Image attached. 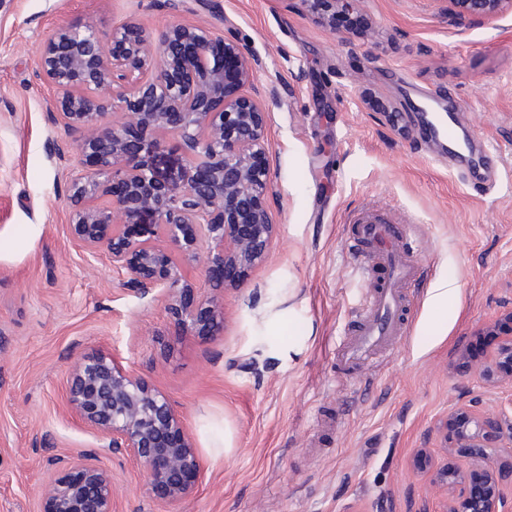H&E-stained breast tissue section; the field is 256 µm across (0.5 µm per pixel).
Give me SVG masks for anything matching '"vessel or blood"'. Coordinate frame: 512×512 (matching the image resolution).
<instances>
[{
    "mask_svg": "<svg viewBox=\"0 0 512 512\" xmlns=\"http://www.w3.org/2000/svg\"><path fill=\"white\" fill-rule=\"evenodd\" d=\"M414 110L428 140L447 144L449 152L458 155L468 152V144L457 137L462 125L459 112L436 109L426 96ZM349 250L358 266L381 270L383 278L371 287L358 324L349 329V339L338 351L339 361L345 365L365 360L374 350L394 346L406 335L401 319L402 288L416 282L422 272L421 261L397 237L394 224L373 209L357 215Z\"/></svg>",
    "mask_w": 512,
    "mask_h": 512,
    "instance_id": "vessel-or-blood-1",
    "label": "vessel or blood"
}]
</instances>
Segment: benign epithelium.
I'll list each match as a JSON object with an SVG mask.
<instances>
[{"label": "benign epithelium", "mask_w": 512, "mask_h": 512, "mask_svg": "<svg viewBox=\"0 0 512 512\" xmlns=\"http://www.w3.org/2000/svg\"><path fill=\"white\" fill-rule=\"evenodd\" d=\"M328 20L341 5L361 0H292ZM503 0H448L449 12L484 16ZM259 66L248 46L198 25L177 24L151 36L125 20L108 34L92 22L59 30L41 49V69L57 92L53 124L74 147L67 184L68 235L94 257L104 248L112 270L139 294L165 293L185 329L217 320L215 296H190L183 263L205 258L216 286L238 280L260 261L274 224L266 200L265 111L245 90ZM121 104L125 121H107ZM200 159L189 172L159 171L154 159L168 138ZM93 167L87 172L86 165ZM498 336L486 360L473 367L485 381H512V312L494 320ZM67 407L98 435L100 448L129 451L143 466L147 491L168 507L190 496L202 461L169 399L112 357L91 353L72 368ZM472 399L448 417L453 453L497 458L477 493L451 462L437 471L448 486V512H512L500 486L512 483V415ZM66 472L45 486L42 512H112V474L98 454L67 458Z\"/></svg>", "instance_id": "1"}]
</instances>
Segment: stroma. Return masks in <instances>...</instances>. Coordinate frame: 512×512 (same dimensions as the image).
Masks as SVG:
<instances>
[{"mask_svg": "<svg viewBox=\"0 0 512 512\" xmlns=\"http://www.w3.org/2000/svg\"><path fill=\"white\" fill-rule=\"evenodd\" d=\"M366 30L331 27L289 0H0V512H41L59 457L97 437L66 406L71 367L112 356L162 391L204 471L175 512H446L449 411L493 408L512 385L466 369L487 326L512 312V0L457 20L444 0H362ZM244 39L262 61L249 86L267 110L276 232L265 258L222 292L223 323L177 325L161 291L142 296L68 237L67 169L39 64L59 29L124 19ZM461 106L500 179L461 171L421 136L409 101ZM373 206L411 226L424 268L407 336L356 369L337 351L369 287L346 245ZM455 298L433 304L434 285ZM223 425L209 448L202 427ZM113 512H161L125 449L101 455Z\"/></svg>", "mask_w": 512, "mask_h": 512, "instance_id": "35a3bbf8", "label": "stroma"}]
</instances>
